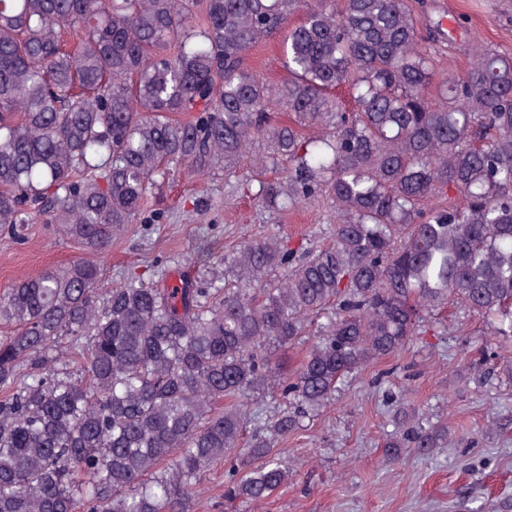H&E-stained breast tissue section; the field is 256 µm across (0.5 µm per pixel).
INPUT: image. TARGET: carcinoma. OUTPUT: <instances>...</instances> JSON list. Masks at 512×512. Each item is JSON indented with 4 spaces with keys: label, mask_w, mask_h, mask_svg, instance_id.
I'll use <instances>...</instances> for the list:
<instances>
[{
    "label": "carcinoma",
    "mask_w": 512,
    "mask_h": 512,
    "mask_svg": "<svg viewBox=\"0 0 512 512\" xmlns=\"http://www.w3.org/2000/svg\"><path fill=\"white\" fill-rule=\"evenodd\" d=\"M274 35L271 87L248 59ZM452 41L424 0H0V226L89 253L0 293V512H192L220 461L224 499L262 501L349 376L461 312L512 336V54L476 45L460 74ZM219 168L277 216L330 210V243L268 232L179 288H100L112 232L164 218L153 188ZM272 386L282 409L248 419ZM399 421L394 460L448 435ZM263 74L270 83H278L288 76L282 63V46L278 39L272 38L265 59ZM310 342L311 340L305 339V342H300V344L297 343L288 349L276 352V358L279 360L285 372L290 374L299 369Z\"/></svg>",
    "instance_id": "cac0c4a2"
}]
</instances>
